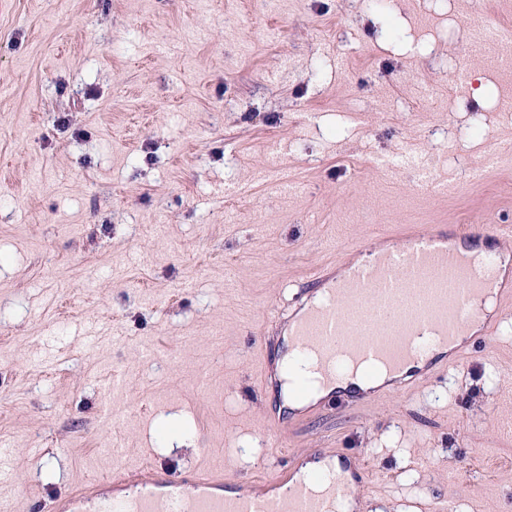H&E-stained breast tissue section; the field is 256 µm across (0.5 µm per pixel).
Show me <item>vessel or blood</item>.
I'll return each mask as SVG.
<instances>
[{"instance_id":"1","label":"vessel or blood","mask_w":512,"mask_h":512,"mask_svg":"<svg viewBox=\"0 0 512 512\" xmlns=\"http://www.w3.org/2000/svg\"><path fill=\"white\" fill-rule=\"evenodd\" d=\"M467 236L462 227L420 235L404 247L382 249L369 262L351 264L338 279L315 270L305 286L312 304H301L288 319L294 350L316 356L330 381L349 365L401 374L406 386L446 369L447 361H428L431 347L454 344L478 321L492 332L479 298L490 289L512 297V286L501 282L498 270L476 264L459 249ZM365 477L362 471L352 478L338 476L322 492L297 482L284 494L228 497L223 479L207 470L177 475L150 463L137 474L148 492L123 504L126 512H332L333 502ZM101 489L100 482L91 481L42 501L37 512H83Z\"/></svg>"}]
</instances>
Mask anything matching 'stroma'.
Returning <instances> with one entry per match:
<instances>
[{"label": "stroma", "mask_w": 512, "mask_h": 512, "mask_svg": "<svg viewBox=\"0 0 512 512\" xmlns=\"http://www.w3.org/2000/svg\"><path fill=\"white\" fill-rule=\"evenodd\" d=\"M512 0H0V512L149 461L263 490L358 455L360 512H512V302L443 376L270 425L312 271L512 225ZM431 97H423V90ZM486 42L494 45L497 55L493 61L499 66L512 67V31L500 32L498 35L490 33L485 27H472L470 45Z\"/></svg>", "instance_id": "obj_1"}]
</instances>
